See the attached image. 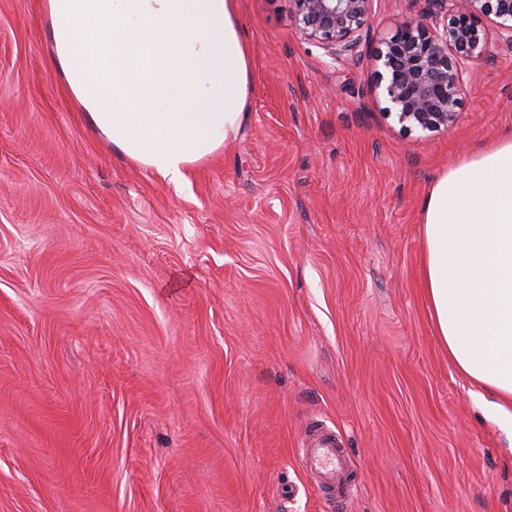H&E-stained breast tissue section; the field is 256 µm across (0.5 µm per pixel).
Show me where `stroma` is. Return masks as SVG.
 Listing matches in <instances>:
<instances>
[{
  "instance_id": "obj_1",
  "label": "stroma",
  "mask_w": 512,
  "mask_h": 512,
  "mask_svg": "<svg viewBox=\"0 0 512 512\" xmlns=\"http://www.w3.org/2000/svg\"><path fill=\"white\" fill-rule=\"evenodd\" d=\"M45 4L0 0V512H512V420L420 278L432 181L512 133V46L406 132L375 53L435 0H375L338 61L290 0H238L250 117L178 186L95 128ZM314 418L342 508L298 460Z\"/></svg>"
}]
</instances>
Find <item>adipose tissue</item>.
<instances>
[{
  "instance_id": "obj_1",
  "label": "adipose tissue",
  "mask_w": 512,
  "mask_h": 512,
  "mask_svg": "<svg viewBox=\"0 0 512 512\" xmlns=\"http://www.w3.org/2000/svg\"><path fill=\"white\" fill-rule=\"evenodd\" d=\"M57 62L94 126L171 182L234 140L250 64L235 0H48ZM422 279L458 372L512 405V137L438 175Z\"/></svg>"
}]
</instances>
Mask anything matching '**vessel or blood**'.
Returning <instances> with one entry per match:
<instances>
[{"mask_svg": "<svg viewBox=\"0 0 512 512\" xmlns=\"http://www.w3.org/2000/svg\"><path fill=\"white\" fill-rule=\"evenodd\" d=\"M299 458L304 470L314 475L320 483L331 489L336 503H344L347 475L342 451L332 429L312 425Z\"/></svg>", "mask_w": 512, "mask_h": 512, "instance_id": "obj_1", "label": "vessel or blood"}]
</instances>
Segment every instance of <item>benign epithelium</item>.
<instances>
[{
	"instance_id": "7a95c632",
	"label": "benign epithelium",
	"mask_w": 512,
	"mask_h": 512,
	"mask_svg": "<svg viewBox=\"0 0 512 512\" xmlns=\"http://www.w3.org/2000/svg\"><path fill=\"white\" fill-rule=\"evenodd\" d=\"M300 38L334 60L368 31L374 0H290ZM440 13L428 26L406 21L381 42L375 55L385 111L405 131L434 132L453 125L466 92L467 69L487 49L489 21L512 45V0H437Z\"/></svg>"
}]
</instances>
